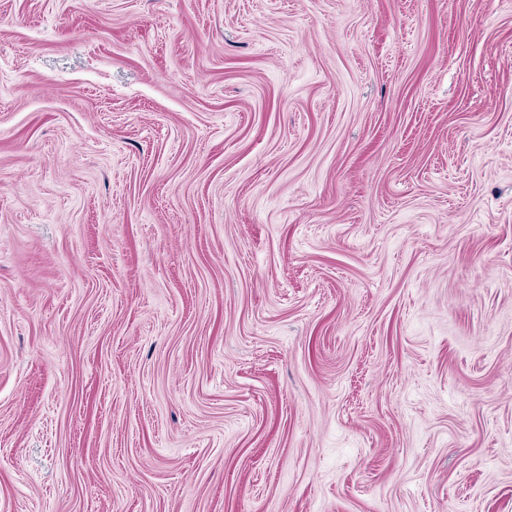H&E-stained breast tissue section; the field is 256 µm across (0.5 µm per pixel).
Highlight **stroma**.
Wrapping results in <instances>:
<instances>
[{
	"mask_svg": "<svg viewBox=\"0 0 512 512\" xmlns=\"http://www.w3.org/2000/svg\"><path fill=\"white\" fill-rule=\"evenodd\" d=\"M0 512H512V0H0Z\"/></svg>",
	"mask_w": 512,
	"mask_h": 512,
	"instance_id": "1",
	"label": "stroma"
}]
</instances>
